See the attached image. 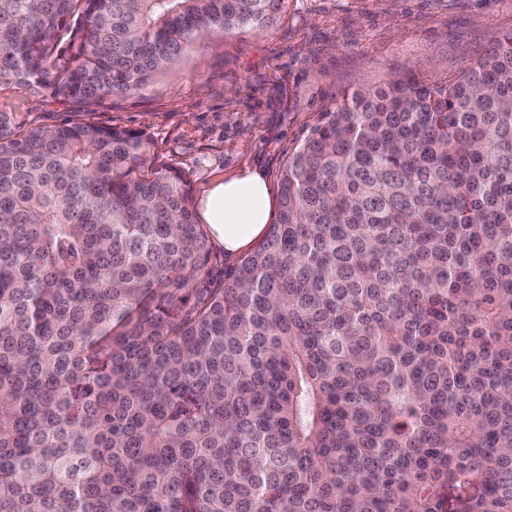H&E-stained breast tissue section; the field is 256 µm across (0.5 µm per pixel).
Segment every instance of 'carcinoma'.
<instances>
[{
    "label": "carcinoma",
    "mask_w": 512,
    "mask_h": 512,
    "mask_svg": "<svg viewBox=\"0 0 512 512\" xmlns=\"http://www.w3.org/2000/svg\"><path fill=\"white\" fill-rule=\"evenodd\" d=\"M286 2L0 0V92L135 94ZM147 147L0 110V512H512V32L345 93L219 284Z\"/></svg>",
    "instance_id": "1"
}]
</instances>
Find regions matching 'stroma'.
I'll list each match as a JSON object with an SVG mask.
<instances>
[{
  "mask_svg": "<svg viewBox=\"0 0 512 512\" xmlns=\"http://www.w3.org/2000/svg\"><path fill=\"white\" fill-rule=\"evenodd\" d=\"M512 32V0H288L270 28L195 44L139 93L87 102L15 90L26 126L145 130L149 154L190 181L193 208L248 167L279 199L286 159L348 89L416 78L444 85Z\"/></svg>",
  "mask_w": 512,
  "mask_h": 512,
  "instance_id": "1",
  "label": "stroma"
}]
</instances>
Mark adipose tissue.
Here are the masks:
<instances>
[{"label":"adipose tissue","mask_w":512,"mask_h":512,"mask_svg":"<svg viewBox=\"0 0 512 512\" xmlns=\"http://www.w3.org/2000/svg\"><path fill=\"white\" fill-rule=\"evenodd\" d=\"M271 212L272 200L265 179L246 169L226 177L210 190L201 216L225 252L236 255L266 235Z\"/></svg>","instance_id":"obj_1"}]
</instances>
